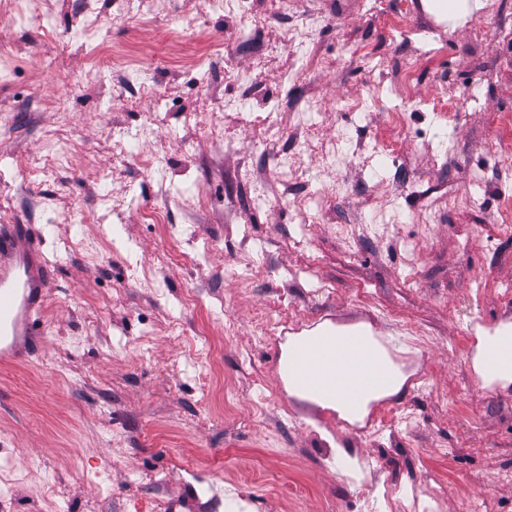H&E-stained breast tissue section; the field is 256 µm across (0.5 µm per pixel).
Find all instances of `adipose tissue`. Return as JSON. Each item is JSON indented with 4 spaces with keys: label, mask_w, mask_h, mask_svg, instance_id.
Returning a JSON list of instances; mask_svg holds the SVG:
<instances>
[{
    "label": "adipose tissue",
    "mask_w": 512,
    "mask_h": 512,
    "mask_svg": "<svg viewBox=\"0 0 512 512\" xmlns=\"http://www.w3.org/2000/svg\"><path fill=\"white\" fill-rule=\"evenodd\" d=\"M322 356L317 380H289L288 390L351 422L363 420L371 402L397 394L406 380L387 353L360 333L338 334Z\"/></svg>",
    "instance_id": "1"
}]
</instances>
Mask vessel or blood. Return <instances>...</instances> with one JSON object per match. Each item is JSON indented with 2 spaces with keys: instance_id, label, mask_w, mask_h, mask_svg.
I'll list each match as a JSON object with an SVG mask.
<instances>
[{
  "instance_id": "1",
  "label": "vessel or blood",
  "mask_w": 512,
  "mask_h": 512,
  "mask_svg": "<svg viewBox=\"0 0 512 512\" xmlns=\"http://www.w3.org/2000/svg\"><path fill=\"white\" fill-rule=\"evenodd\" d=\"M49 264L27 225H0V364L27 361L42 341Z\"/></svg>"
}]
</instances>
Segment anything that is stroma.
I'll return each mask as SVG.
<instances>
[{"label":"stroma","mask_w":512,"mask_h":512,"mask_svg":"<svg viewBox=\"0 0 512 512\" xmlns=\"http://www.w3.org/2000/svg\"><path fill=\"white\" fill-rule=\"evenodd\" d=\"M9 2L0 0V107L13 108L21 134L0 140V195L10 199L0 224L31 225L52 278L42 351L0 366V512H192L193 496L212 487L231 498L227 512H391L384 498H357L345 448L366 463L359 480L394 485L402 500L443 489L441 512H461L465 499L512 512V483L495 480L512 470V381L474 366L479 337L512 331V234L501 230L512 142L496 133L499 113L512 112V0H481L455 22L413 0L403 33L386 23L397 0H333L309 44L280 52L283 18L324 4L288 0L287 15L271 13L252 34L270 50L259 61L241 50L232 19L208 15L201 0H164L149 22L97 0L105 43L172 72L156 137L137 154L126 149L135 89L117 71L93 88L82 80L95 47L69 41L78 0H23V23L4 17ZM184 16L223 55L196 68L172 61L170 28ZM59 52L60 75L46 66ZM322 56L335 72L319 67ZM228 68L255 77L281 132L273 145L241 127ZM466 89L475 98L458 111H432ZM60 94L74 111L54 110ZM403 103L393 159L366 163ZM302 112L319 137L343 138L345 160L318 178L298 173L285 191L282 158L311 157ZM35 153L62 164L19 192V167ZM250 162L269 186L261 204L231 180ZM228 195L243 222L225 223ZM161 196L169 223H144ZM195 197L206 208L190 219L182 202ZM427 208L435 223L420 222ZM415 244L423 255L411 269ZM279 293L303 333L357 325L383 338L411 379L370 413L404 408L413 423L375 433L289 395L278 366L286 341L253 342L255 317L276 315ZM222 304L237 323L230 337L213 312ZM263 399L283 409L281 427L248 425ZM247 478L244 498L235 486Z\"/></svg>","instance_id":"stroma-1"}]
</instances>
